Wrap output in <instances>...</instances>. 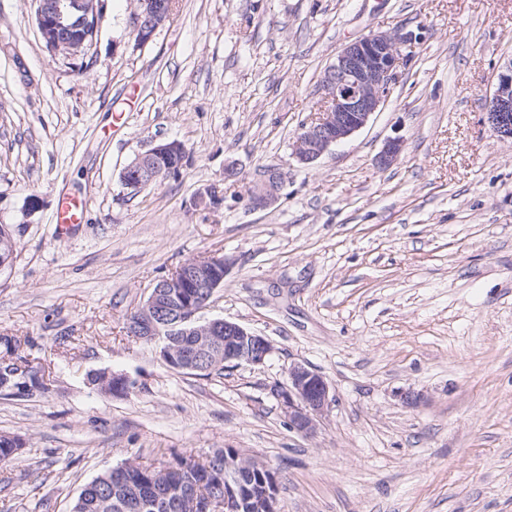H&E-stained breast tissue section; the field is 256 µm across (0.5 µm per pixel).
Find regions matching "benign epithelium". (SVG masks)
Returning <instances> with one entry per match:
<instances>
[{
    "mask_svg": "<svg viewBox=\"0 0 512 512\" xmlns=\"http://www.w3.org/2000/svg\"><path fill=\"white\" fill-rule=\"evenodd\" d=\"M36 13L39 34L53 59L74 60L92 50L103 15L90 12L84 0H42ZM171 17L156 0H141L134 12L132 27L136 42L148 43L155 32ZM419 35L400 29L394 33L371 32L346 46L328 66L320 87L322 110L305 120L294 137L293 157L302 166L314 164L331 147L350 139L364 128L370 118L391 96L399 82L401 68L407 63ZM492 130L501 138L512 139V58L497 75L487 112ZM403 149V141L388 139L376 158L381 168L395 164ZM185 146L178 140H163L143 153H138L120 172L122 196L131 197L165 172L164 162L183 155ZM283 173L273 169L257 176L247 189L249 205L254 210L274 204L285 186ZM231 265L217 252L184 262L178 271L163 277L152 288L146 301L137 309L132 322V336L156 343L167 336L158 356L169 367L202 370L224 359V366L263 365L273 352V345L264 336L225 319L201 321L199 313L217 290L224 286V277ZM176 336H192V349L186 351L174 340ZM224 355H219V350ZM132 382L123 373H98V386L114 394L129 391ZM277 396L288 424L303 435L313 434L322 416L334 402L327 378L303 362L288 367L286 383ZM269 465L263 460L237 451L235 457L224 459V486L230 478L252 476ZM176 508L187 506L193 512H218L215 500L206 503L186 501L185 495L172 493Z\"/></svg>",
    "mask_w": 512,
    "mask_h": 512,
    "instance_id": "7a95c632",
    "label": "benign epithelium"
}]
</instances>
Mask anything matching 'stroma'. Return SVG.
<instances>
[{
    "mask_svg": "<svg viewBox=\"0 0 512 512\" xmlns=\"http://www.w3.org/2000/svg\"><path fill=\"white\" fill-rule=\"evenodd\" d=\"M133 0H107L94 62L53 60L32 0H0V336L48 392L0 396V512H70L128 460L259 456L279 512H512V142L485 118L512 57V0H176L136 44ZM421 41L368 125L315 165L292 142L346 44L399 27ZM399 136V161L375 158ZM183 142L177 177L121 200L154 141ZM242 179H224L226 164ZM265 167L287 186L247 205ZM85 203L57 236L59 194ZM232 265L203 319L265 336L258 367L176 372L124 323L186 260ZM335 402L315 436L275 390L292 362ZM127 374L123 396L88 382Z\"/></svg>",
    "mask_w": 512,
    "mask_h": 512,
    "instance_id": "stroma-1",
    "label": "stroma"
}]
</instances>
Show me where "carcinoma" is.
Listing matches in <instances>:
<instances>
[{
	"mask_svg": "<svg viewBox=\"0 0 512 512\" xmlns=\"http://www.w3.org/2000/svg\"><path fill=\"white\" fill-rule=\"evenodd\" d=\"M5 353L0 356V369L16 372L29 366L19 354L21 340L4 339ZM32 385L49 390L44 375L39 372L19 374L9 382L5 395ZM233 448H222L204 462L193 463L187 469L178 459L169 464L122 463L87 484L76 499L72 512H180L167 506L165 494L173 487L185 494L204 495L215 484L224 483V457Z\"/></svg>",
	"mask_w": 512,
	"mask_h": 512,
	"instance_id": "carcinoma-1",
	"label": "carcinoma"
}]
</instances>
